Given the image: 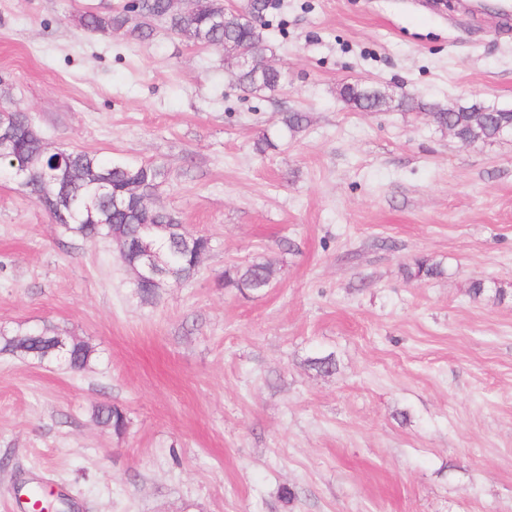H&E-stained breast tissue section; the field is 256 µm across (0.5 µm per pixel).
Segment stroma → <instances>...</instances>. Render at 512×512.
I'll return each mask as SVG.
<instances>
[{
  "label": "stroma",
  "mask_w": 512,
  "mask_h": 512,
  "mask_svg": "<svg viewBox=\"0 0 512 512\" xmlns=\"http://www.w3.org/2000/svg\"><path fill=\"white\" fill-rule=\"evenodd\" d=\"M121 4L0 0V101L55 147L164 164L157 203L211 248L142 299L110 239L0 176V326L93 350L77 373L0 352V512L32 482L67 512H512V137L465 147L338 95L512 109V28L431 0H279L284 84L255 96L165 22L144 46L79 23ZM267 260L264 292L225 285ZM95 418L98 423H111L115 433H121L127 426V419L125 414L117 407L112 405H101L95 409Z\"/></svg>",
  "instance_id": "stroma-1"
}]
</instances>
